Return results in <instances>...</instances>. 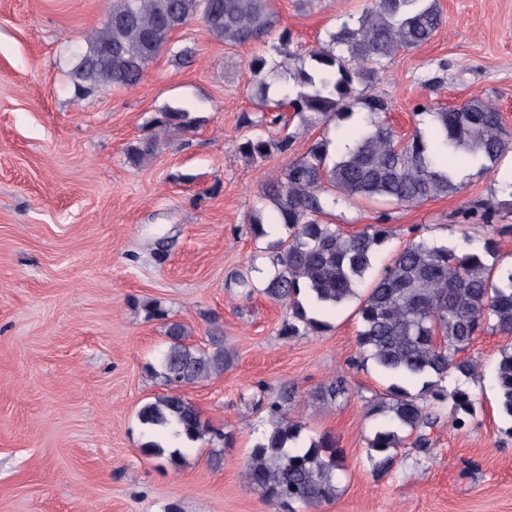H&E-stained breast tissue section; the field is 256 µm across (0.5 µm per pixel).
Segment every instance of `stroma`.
Returning a JSON list of instances; mask_svg holds the SVG:
<instances>
[{"mask_svg": "<svg viewBox=\"0 0 512 512\" xmlns=\"http://www.w3.org/2000/svg\"><path fill=\"white\" fill-rule=\"evenodd\" d=\"M113 0H0V512H512V436L497 410L495 366L512 335L484 332L467 351L477 370L468 386L482 408L462 429L441 421L429 448L399 450L375 478L369 415L389 380L357 344L356 302L322 313L326 329L284 336L288 311L254 293L256 252L285 234L267 225L254 239L249 217L266 181L305 152L312 128L291 154L249 160L244 137L277 135L275 105L251 98L253 55L277 58L279 33L307 53L371 0H270L277 22L262 40L230 46L201 18L174 32L131 88L76 96L71 56ZM444 22L428 43L399 54L365 89L385 99L402 137L428 125L426 107L471 97L496 101L512 124V0H438ZM192 48L191 63L177 52ZM171 108L189 112L191 130L170 133L149 159L131 164L130 145L148 138ZM496 172L475 170L461 191L416 207L372 203L342 223L392 236L375 266L422 236L465 252L495 237L512 264V233L464 221L478 201L511 198ZM189 341L224 330L233 361L223 373L185 387L209 425L235 444L214 454L198 441L164 455L146 453L140 408L165 388L152 370L167 322ZM347 380L350 394L321 400L318 388ZM293 388L289 417L310 435L336 436L346 458L336 497L282 505L247 488L243 466L267 426L263 396Z\"/></svg>", "mask_w": 512, "mask_h": 512, "instance_id": "35a3bbf8", "label": "stroma"}]
</instances>
